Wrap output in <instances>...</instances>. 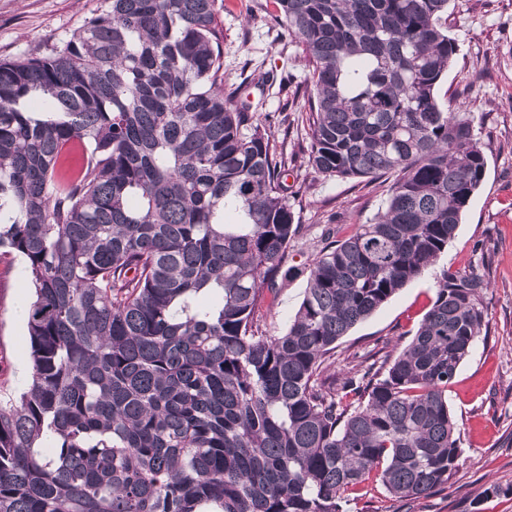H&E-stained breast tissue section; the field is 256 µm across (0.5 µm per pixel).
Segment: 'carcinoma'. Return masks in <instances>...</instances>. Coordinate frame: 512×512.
<instances>
[{"label": "carcinoma", "mask_w": 512, "mask_h": 512, "mask_svg": "<svg viewBox=\"0 0 512 512\" xmlns=\"http://www.w3.org/2000/svg\"><path fill=\"white\" fill-rule=\"evenodd\" d=\"M448 3L272 0L309 68L312 168L395 175L311 261L277 336L259 310L301 226L283 153L224 92L221 0H103L70 38L0 61V249L33 289L30 381L0 397V512H348L370 479L401 500L448 484L446 391L487 324L482 278L443 274L395 359L324 378L484 178L473 117L436 97Z\"/></svg>", "instance_id": "cac0c4a2"}]
</instances>
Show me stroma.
Instances as JSON below:
<instances>
[{"label":"stroma","mask_w":512,"mask_h":512,"mask_svg":"<svg viewBox=\"0 0 512 512\" xmlns=\"http://www.w3.org/2000/svg\"><path fill=\"white\" fill-rule=\"evenodd\" d=\"M259 0H224V86L255 106L254 120L282 143L288 158V200L302 227L288 248L297 270L265 313V330L285 331L308 285V266L325 228L351 235L381 207L390 181L340 180L317 174L308 162V114L278 87L257 88L260 71L285 73L305 84L309 71L296 47L258 7ZM101 0H0V60L23 58L79 32ZM448 34L459 51L440 83L444 106L473 113L487 164L454 238L421 276L409 282L336 343L328 368L336 377L363 370L368 354L398 355L430 309L443 271L481 276L488 324L448 385L461 456L448 485L412 501L372 486L350 512H512V495L481 499L488 483L512 487V0H450ZM24 263L0 255V392L23 388L30 374L26 327L12 314L22 293ZM479 508H472L473 500Z\"/></svg>","instance_id":"obj_1"}]
</instances>
